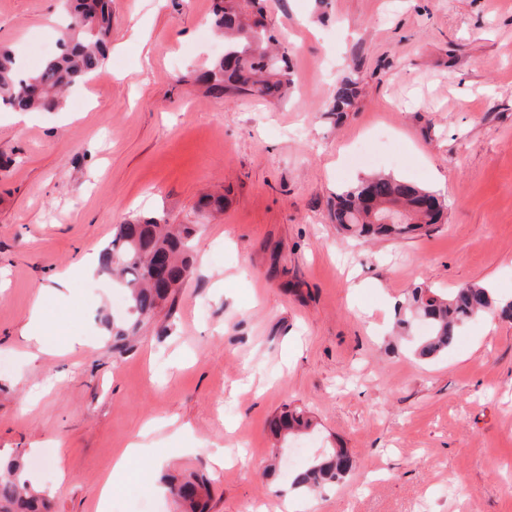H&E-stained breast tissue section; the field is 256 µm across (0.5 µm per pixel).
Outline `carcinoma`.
Masks as SVG:
<instances>
[{
  "label": "carcinoma",
  "mask_w": 512,
  "mask_h": 512,
  "mask_svg": "<svg viewBox=\"0 0 512 512\" xmlns=\"http://www.w3.org/2000/svg\"><path fill=\"white\" fill-rule=\"evenodd\" d=\"M78 0L69 13L67 39L60 52L47 58L35 71L21 73L15 55L0 48V103L15 112H52L62 105L67 88L95 73L104 63L112 32L110 0H95L96 9L83 11ZM265 12L264 0H214L211 21L224 37V56L210 62L196 81L226 98L253 97L284 101L291 86L288 50L271 30L250 21L251 10ZM356 96L354 83L338 89L333 111L341 114ZM369 199L372 205H364ZM446 205L429 189L385 174H372L336 193L333 220L336 228L361 239L408 236L429 232L445 218ZM200 225L163 224L156 217L135 218L116 226L112 239L98 256L99 269L117 277L127 289L128 318H102L112 336V348L120 350L136 335L142 323L172 301L176 289L159 288L150 280L155 259L170 260V280L182 283L192 273L194 240ZM512 313V298H494L490 289L472 284L440 295L415 288L408 299L405 317L397 320L409 331L423 322L427 335L418 340L414 353L433 359L448 353L462 328L488 311ZM313 427L312 418L301 411L284 410L274 420V431L288 436ZM342 448L293 474L292 490L312 494L346 478L352 460L342 462ZM182 512H206L209 482L191 476L170 485ZM48 495L33 488L25 478V464L14 458L0 462V512H49Z\"/></svg>",
  "instance_id": "cac0c4a2"
}]
</instances>
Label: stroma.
<instances>
[{"label":"stroma","instance_id":"obj_1","mask_svg":"<svg viewBox=\"0 0 512 512\" xmlns=\"http://www.w3.org/2000/svg\"><path fill=\"white\" fill-rule=\"evenodd\" d=\"M209 11L112 0L109 76L22 123L0 105V456L24 457L54 512H102L115 452L163 422L103 512H175L165 474L198 471L211 512H512V318L477 316L430 360L396 327L419 286L512 297V0H269L292 59L281 103L187 79L224 52ZM60 24L61 0H0V45L26 69ZM370 172L436 193L445 222L338 232L336 192ZM208 193L221 212L197 211ZM136 215L207 234L172 309L117 352L101 317L124 288L73 270ZM37 304L56 350L35 358ZM285 405L318 424L289 442L292 470L353 460L293 510L264 475Z\"/></svg>","mask_w":512,"mask_h":512}]
</instances>
